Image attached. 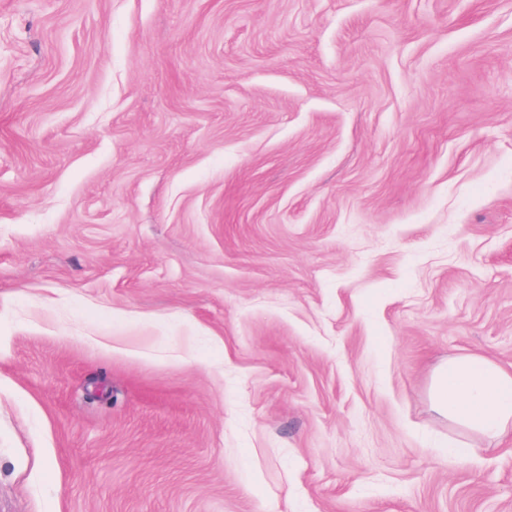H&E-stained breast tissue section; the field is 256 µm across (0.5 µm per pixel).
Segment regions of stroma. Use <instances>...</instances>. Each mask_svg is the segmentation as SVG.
<instances>
[{"label":"stroma","mask_w":512,"mask_h":512,"mask_svg":"<svg viewBox=\"0 0 512 512\" xmlns=\"http://www.w3.org/2000/svg\"><path fill=\"white\" fill-rule=\"evenodd\" d=\"M512 0H0V512H512ZM432 409L468 434L500 439L512 433V371L475 355L448 358L431 373Z\"/></svg>","instance_id":"1"}]
</instances>
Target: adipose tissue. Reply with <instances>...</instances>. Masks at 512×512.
<instances>
[{
	"label": "adipose tissue",
	"instance_id": "obj_1",
	"mask_svg": "<svg viewBox=\"0 0 512 512\" xmlns=\"http://www.w3.org/2000/svg\"><path fill=\"white\" fill-rule=\"evenodd\" d=\"M432 409L468 434L490 439L512 435V371L475 355L457 356L431 373Z\"/></svg>",
	"mask_w": 512,
	"mask_h": 512
}]
</instances>
